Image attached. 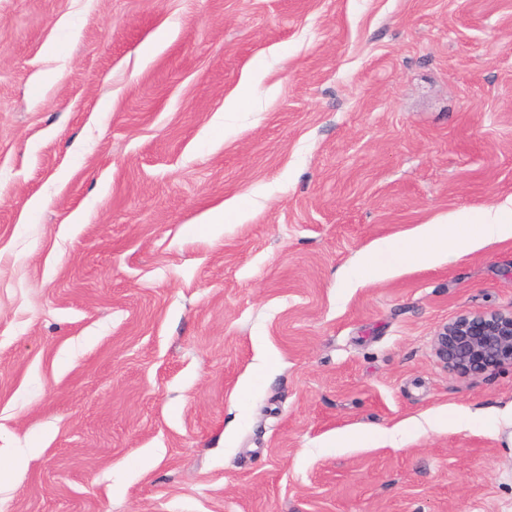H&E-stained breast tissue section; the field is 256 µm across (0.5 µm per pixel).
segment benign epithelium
I'll return each mask as SVG.
<instances>
[{"label":"benign epithelium","mask_w":512,"mask_h":512,"mask_svg":"<svg viewBox=\"0 0 512 512\" xmlns=\"http://www.w3.org/2000/svg\"><path fill=\"white\" fill-rule=\"evenodd\" d=\"M436 355L451 372L475 376L512 365V313H464L436 336Z\"/></svg>","instance_id":"benign-epithelium-1"}]
</instances>
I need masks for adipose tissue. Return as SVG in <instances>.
I'll return each mask as SVG.
<instances>
[{
	"instance_id": "1",
	"label": "adipose tissue",
	"mask_w": 512,
	"mask_h": 512,
	"mask_svg": "<svg viewBox=\"0 0 512 512\" xmlns=\"http://www.w3.org/2000/svg\"><path fill=\"white\" fill-rule=\"evenodd\" d=\"M474 226L475 235H468L466 226ZM512 238V199L465 219H448L421 225L415 237L404 241H384L366 252L352 268L349 277L383 278L394 263L421 266L435 265L442 256L457 257L480 242Z\"/></svg>"
}]
</instances>
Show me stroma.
Listing matches in <instances>:
<instances>
[{
    "mask_svg": "<svg viewBox=\"0 0 512 512\" xmlns=\"http://www.w3.org/2000/svg\"><path fill=\"white\" fill-rule=\"evenodd\" d=\"M510 197L512 0H0V512H512ZM462 224H472L470 226L475 227L477 235L469 236L462 230ZM510 238L512 199L486 208L474 217L422 224L415 237L404 241H383L361 257L351 269L349 279L383 278L395 262L433 266L443 254H448L450 259L464 254L477 243ZM436 355L451 372L475 376L512 365V313H464L436 336Z\"/></svg>",
    "mask_w": 512,
    "mask_h": 512,
    "instance_id": "1",
    "label": "stroma"
}]
</instances>
